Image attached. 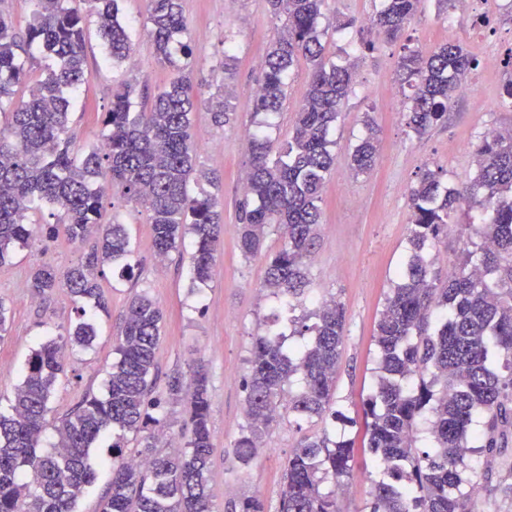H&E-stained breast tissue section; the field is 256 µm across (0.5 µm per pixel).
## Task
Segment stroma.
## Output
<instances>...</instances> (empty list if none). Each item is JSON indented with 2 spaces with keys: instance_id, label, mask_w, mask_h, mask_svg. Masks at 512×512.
<instances>
[{
  "instance_id": "stroma-1",
  "label": "stroma",
  "mask_w": 512,
  "mask_h": 512,
  "mask_svg": "<svg viewBox=\"0 0 512 512\" xmlns=\"http://www.w3.org/2000/svg\"><path fill=\"white\" fill-rule=\"evenodd\" d=\"M119 9L129 27L132 51L118 67L106 55L94 17L85 20L89 83L77 94L71 125L78 149L100 139L101 114L129 75H137L152 93L172 75L171 69L153 59L147 0H120ZM182 9L193 36L195 82L208 86L228 80L235 106L233 120L221 128L212 124L205 103H198L192 114L198 161L221 180L223 224L212 277L204 284L193 282L192 237H185L178 252L159 261L146 213L121 201L105 206L104 221L115 216L126 221L134 268L129 273L115 265L96 269L109 309L94 314L97 336L92 346L68 352L43 437L45 443H52L60 420L83 399L104 394L128 303L144 292L165 312L152 395L162 402L161 412L171 423V434H178L187 415L182 405L169 400V380L188 378L189 368L195 364L202 366L208 377L211 512H232L235 504L248 496L264 499L268 512H277L289 453L302 434L319 433L325 427L321 421L299 426L285 414L253 459L245 462L238 456L236 441L247 425L243 383L251 370L253 340L277 314L263 287L264 258L244 259L237 247V207L243 196L240 179L249 161L248 140L242 131L253 120L252 100L263 76L262 60L282 22L272 14L267 0H182ZM478 12L489 17V27L476 23ZM448 39L470 50L483 41L490 51L506 56L512 50V12L501 8L499 0H476L473 8L456 2L441 13L436 0H424L403 40L380 39L373 52L350 55L355 65V91L334 134L337 164L323 189L322 222L309 260L312 296L300 302L296 312L310 313L316 300L330 297L345 307L336 407L355 419L352 433L356 436L363 433L362 405L375 383L376 323L407 255L410 187L427 167L441 170L443 180L458 185L468 182L474 173L473 146L480 134L512 129V110L498 105L504 71H489L480 65L468 76L474 94L457 96L446 123L433 126L421 139L409 135L400 111L403 84L397 74V58L404 42L428 51ZM228 42L234 47L236 61L227 78L221 68ZM308 79V68L299 65L289 80L285 109L266 118L272 138L287 137ZM367 111L379 127L380 154L374 171L358 176L349 170L347 157L364 133L361 119ZM30 220L36 232L29 246L0 264V303L9 311L8 329L0 333V411L4 413L32 352L44 341L66 333L77 319L76 303L67 289L42 297L32 294L33 270L48 263L66 271L84 263L94 246L90 240L79 245L61 236L49 237L48 225L58 221L51 208L32 211ZM116 441L122 442L125 454L136 455L139 449L130 433L121 439L111 433L97 441L94 453L100 464L77 512H97L98 499L112 479L110 459ZM472 466L481 495L470 502V512H512V425L497 451L474 455ZM381 477L369 452L357 451L354 476L338 496L341 512H369L374 484Z\"/></svg>"
}]
</instances>
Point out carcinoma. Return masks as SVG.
Listing matches in <instances>:
<instances>
[{
	"label": "carcinoma",
	"mask_w": 512,
	"mask_h": 512,
	"mask_svg": "<svg viewBox=\"0 0 512 512\" xmlns=\"http://www.w3.org/2000/svg\"><path fill=\"white\" fill-rule=\"evenodd\" d=\"M28 26L20 30L0 12V262L33 236L29 214L35 205L62 212L59 222L73 242L96 238L86 262L64 273L43 264L30 278L32 294L65 288L74 297L77 320L64 337L35 350L14 393L11 413L0 414V512H75L95 478L90 448L118 432L140 436V466L112 443V480L97 512H210L208 464L212 454L208 379L199 367L188 381L168 384L170 399L184 402L189 427L182 449L162 456L153 449L167 419L153 415L161 406L150 398L163 313L145 294L130 302L112 363L107 395L82 401L56 427L51 448L40 449L48 404L65 358L73 347L87 348L96 336L93 315L108 300L93 270L128 262L126 225L99 222L104 201H135L146 208L160 259L194 239L193 279L212 277L221 234L217 198L194 197L192 182H214L199 168L191 114L198 95L192 80L193 49L181 0H149V23L156 61L174 71L153 95L134 106L129 79L102 113L101 143L78 154L68 135L73 94L89 83L85 15L96 18L98 34L112 64L130 54L128 26L118 0H83L85 12L68 0H31ZM284 17L262 64L263 78L253 114H274L288 101V79L303 59L310 78L288 137L272 139L255 123L248 137L249 162L238 210V248L250 258L261 250L266 231L279 230L284 244L267 257L263 288L275 298L282 327L255 337L251 372L245 380L246 433L236 442L241 460L250 461L281 410L300 421L330 418L355 424L336 409V366L344 336L345 309L332 298L308 316L295 315L309 285L307 261L315 246L322 190L336 163L331 133L354 85L349 53L333 60L324 38L355 27L332 24L326 0H268ZM423 0H384L370 27L387 40L401 34ZM36 47L48 61L31 78ZM476 58L446 41L424 53L403 47L397 70L409 89L403 116L409 132L423 137L448 120L457 86L466 81ZM501 87L500 107L512 110V52ZM27 86V101L7 112L16 87ZM218 127L230 122L233 103L226 81L207 99ZM365 134L353 146L350 168L370 173L378 159L377 126L370 115ZM475 173L458 187L442 182L429 168L410 188L409 259L386 298L376 324L377 382L363 403L364 447L384 478L374 486L370 512H469L468 458L498 448L503 427L512 421V129L484 133L474 145ZM473 211L465 227L481 241L465 251L446 274L427 260V246L448 236L462 210ZM312 323H307V320ZM301 342L286 343L287 336ZM356 439L341 433L303 435L284 465L278 512H340L336 491L353 477Z\"/></svg>",
	"instance_id": "carcinoma-1"
}]
</instances>
